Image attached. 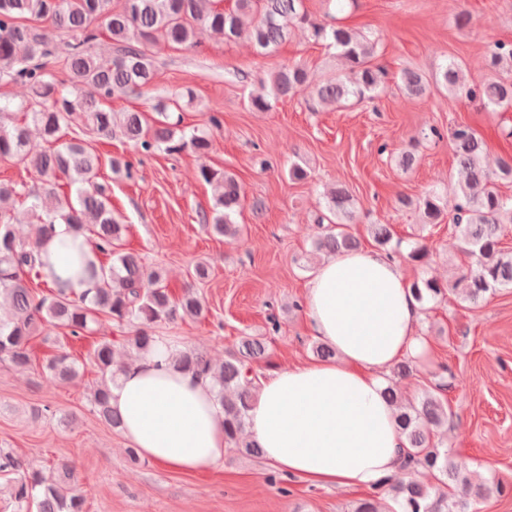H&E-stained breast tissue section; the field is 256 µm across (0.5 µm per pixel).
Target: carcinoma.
<instances>
[{
  "mask_svg": "<svg viewBox=\"0 0 512 512\" xmlns=\"http://www.w3.org/2000/svg\"><path fill=\"white\" fill-rule=\"evenodd\" d=\"M0 0V79L5 77L30 88L28 101L12 106L0 101V160L23 165L34 183L0 182V362L16 369L31 365L32 339L50 328H63L74 339L92 331V324L104 316L119 325L134 328L128 346L136 353L147 350L152 336L148 329L161 323H175L204 315L205 302L194 285L186 286L182 297L170 296L164 271L147 267L134 253L120 252L126 225L113 214L107 186L98 182V157L86 141L75 135L63 140V131L81 122L103 136L114 130L137 154H150L161 147L169 152L186 149L204 155L211 147L210 136L183 125V99L193 92H176L154 105L155 115L116 110L114 99L141 93L150 87L158 67L152 48L159 43L196 46V30L205 26L234 42L245 39L262 55L286 42L296 28L309 38L336 49L346 72L332 76L313 91L320 106L358 104L373 99L385 83L387 73L372 64L377 42L370 36L338 25H329L308 13L304 0ZM40 21L71 34L63 56L66 80L58 81L47 65L56 59V46L38 27ZM105 25L112 51L94 49L98 23ZM512 64V43L499 42L489 52V64L498 68ZM308 74L300 64L282 65L259 80L260 90L250 94L248 105L256 112L269 111L273 103L307 89ZM400 87L410 100L425 96L429 82L417 71L405 67L399 74ZM434 82L450 97L477 101L493 111L512 108V81L492 78L481 84L467 82L463 67L446 63ZM35 127L50 147L38 153L29 149L30 127ZM457 165L465 174L452 206L453 221L464 243L471 266L453 286L433 278L414 281L411 289L418 301L435 299L453 289L473 305L479 304L493 288L512 287V252L503 249L504 225L512 224V197L501 193L499 184L512 181V156L496 167L483 163L484 142L468 125L451 132ZM200 176L215 184L217 195L211 215H203L207 230L232 242L242 240L241 228L232 215L240 206L241 191L235 177L206 165ZM77 186L76 199L59 193V181ZM401 204L417 210L424 224H439L447 204L437 193ZM27 220L32 237L16 234L15 226ZM355 214L349 191L338 187L326 197V212L318 223L324 233L312 244V252L336 255L355 249L359 240L347 230ZM57 224L67 225L78 237L94 244L93 255L78 257L73 277L58 276L42 254L43 241L54 234ZM375 242L393 254L401 253L402 240H393L389 227L374 226ZM433 247L416 241L408 257L427 264ZM111 257L106 265L102 257ZM97 280L93 295L77 293L72 279ZM41 281L48 294L35 298L30 283ZM263 342L252 336L241 338L238 349L217 363L201 352L186 350L175 360L183 371L209 375L216 396L224 408V434L229 447L249 456L262 455L261 448L246 433L248 413L255 398L249 379L251 363L263 358ZM92 365L100 381L91 393L96 415L114 429L121 420L109 402V387L125 368L111 344L103 341L94 349ZM44 371L61 381L80 377V367L63 350L46 360ZM448 389L445 376L425 390L416 401H405L393 386L385 395L395 407L398 422L408 443L402 469L411 474L405 481H387L379 496L365 499L353 512H472L474 505L501 497L505 487L493 480L473 484L455 464L444 446L442 430L448 427ZM435 470L440 485H425L414 474ZM0 474L6 484L0 495L7 497L12 512H85L86 498L77 487L67 462L35 467L11 450L0 448Z\"/></svg>",
  "mask_w": 512,
  "mask_h": 512,
  "instance_id": "cac0c4a2",
  "label": "carcinoma"
}]
</instances>
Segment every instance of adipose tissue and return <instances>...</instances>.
<instances>
[{
	"label": "adipose tissue",
	"mask_w": 512,
	"mask_h": 512,
	"mask_svg": "<svg viewBox=\"0 0 512 512\" xmlns=\"http://www.w3.org/2000/svg\"><path fill=\"white\" fill-rule=\"evenodd\" d=\"M305 316L334 358L262 378L246 432L270 467L310 487L375 490L397 473L406 446L383 375L429 355L420 306L397 262L361 248L316 266ZM181 349L155 336L111 386V403L142 457L193 473L222 465L228 444L211 380L174 366Z\"/></svg>",
	"instance_id": "adipose-tissue-1"
}]
</instances>
